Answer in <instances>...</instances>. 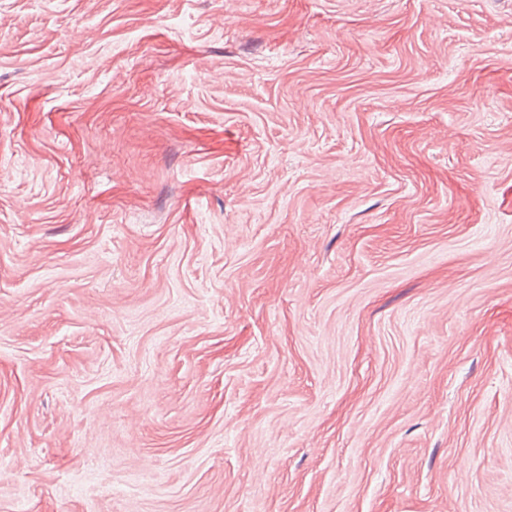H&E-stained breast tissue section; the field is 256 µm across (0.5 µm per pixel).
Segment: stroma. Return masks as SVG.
I'll use <instances>...</instances> for the list:
<instances>
[{
	"mask_svg": "<svg viewBox=\"0 0 512 512\" xmlns=\"http://www.w3.org/2000/svg\"><path fill=\"white\" fill-rule=\"evenodd\" d=\"M0 512H512V0H0Z\"/></svg>",
	"mask_w": 512,
	"mask_h": 512,
	"instance_id": "obj_1",
	"label": "stroma"
}]
</instances>
